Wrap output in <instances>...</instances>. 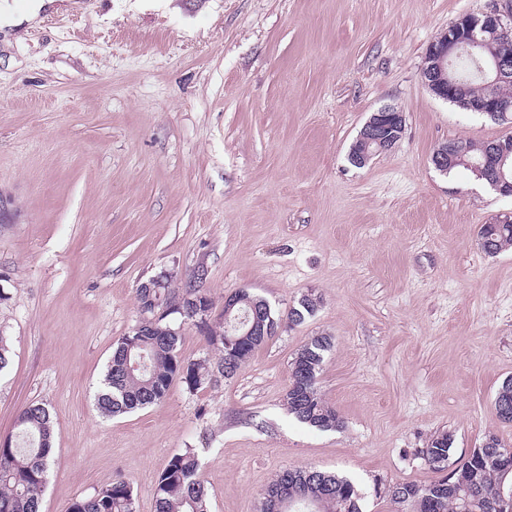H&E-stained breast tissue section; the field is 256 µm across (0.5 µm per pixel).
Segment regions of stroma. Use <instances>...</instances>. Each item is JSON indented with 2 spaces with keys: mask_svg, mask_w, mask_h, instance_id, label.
<instances>
[{
  "mask_svg": "<svg viewBox=\"0 0 512 512\" xmlns=\"http://www.w3.org/2000/svg\"><path fill=\"white\" fill-rule=\"evenodd\" d=\"M505 0H79L0 31V438L44 404L55 464L41 512L130 480L155 512L170 456L196 449L211 512H260L292 467L350 478L362 512H397L389 485L436 480L419 455L441 434L452 462L486 436L512 448L493 398L512 377V249L480 225L512 197L442 173L448 140L512 132L435 97L428 45ZM401 138L364 167L348 151L378 108ZM223 310L244 290L283 323L235 376L107 418L112 350L140 319L137 290L197 269ZM312 316L287 322L302 298ZM342 428L289 415L291 363L313 337Z\"/></svg>",
  "mask_w": 512,
  "mask_h": 512,
  "instance_id": "35a3bbf8",
  "label": "stroma"
}]
</instances>
